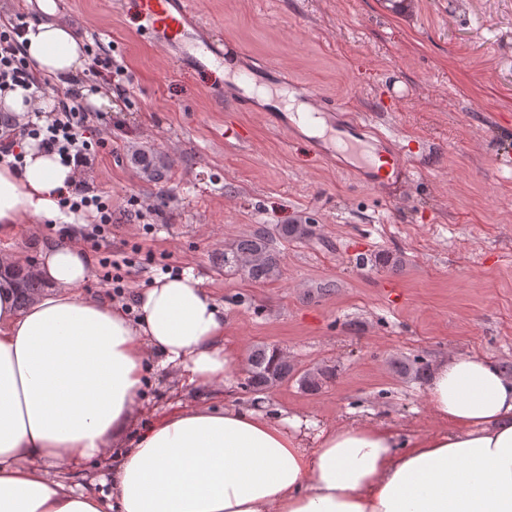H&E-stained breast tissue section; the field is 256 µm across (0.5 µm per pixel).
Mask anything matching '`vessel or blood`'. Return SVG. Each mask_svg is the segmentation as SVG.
Segmentation results:
<instances>
[{"instance_id": "vessel-or-blood-1", "label": "vessel or blood", "mask_w": 512, "mask_h": 512, "mask_svg": "<svg viewBox=\"0 0 512 512\" xmlns=\"http://www.w3.org/2000/svg\"><path fill=\"white\" fill-rule=\"evenodd\" d=\"M139 3L146 28L158 44L204 60H222L223 53L213 42L195 38L196 25L189 0H139ZM395 139L394 133L375 129L367 117L356 115L345 124L331 125L324 139L314 141L313 146L322 156L340 161L374 183L378 175L366 145L372 142L387 147Z\"/></svg>"}]
</instances>
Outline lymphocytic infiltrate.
<instances>
[{
	"mask_svg": "<svg viewBox=\"0 0 512 512\" xmlns=\"http://www.w3.org/2000/svg\"><path fill=\"white\" fill-rule=\"evenodd\" d=\"M27 27L21 13L0 25V91L26 89L32 104L25 122L10 123V139L0 142V162L21 168L23 146L33 142L45 152L58 154L63 164L83 168L93 153L108 147V140L98 136L97 131L109 128L110 123L102 114L87 111L81 93L73 88L57 92L54 111L41 110L48 85L31 80V66L22 43Z\"/></svg>",
	"mask_w": 512,
	"mask_h": 512,
	"instance_id": "f902f5d3",
	"label": "lymphocytic infiltrate"
}]
</instances>
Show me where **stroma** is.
Segmentation results:
<instances>
[{
	"label": "stroma",
	"instance_id": "obj_1",
	"mask_svg": "<svg viewBox=\"0 0 512 512\" xmlns=\"http://www.w3.org/2000/svg\"><path fill=\"white\" fill-rule=\"evenodd\" d=\"M202 39L240 53L201 68L158 45L137 0H54L90 55L125 74L111 89L124 123L79 185L112 203L94 256L118 260L126 294L154 277L206 278L242 353L281 350L296 375L265 392L307 419L305 447L336 423L383 419L398 432L439 423L427 379L449 355L512 363V0H191ZM278 65L266 74L265 63ZM261 71L257 104L222 72ZM287 79L389 128L430 154L396 189L367 184L314 155L265 115ZM308 224L302 242L273 238L282 274L265 283L224 268V248L257 230ZM64 237L46 220L9 248L24 263ZM409 372H402V365ZM329 366L308 391L298 377ZM179 378H152L137 425L188 402Z\"/></svg>",
	"mask_w": 512,
	"mask_h": 512
}]
</instances>
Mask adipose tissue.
<instances>
[{
	"mask_svg": "<svg viewBox=\"0 0 512 512\" xmlns=\"http://www.w3.org/2000/svg\"><path fill=\"white\" fill-rule=\"evenodd\" d=\"M30 22L35 79L69 83L87 47L68 23ZM78 179L27 146L0 164V238L57 215ZM28 302L0 286V512H512V379L493 358L453 355L428 384L438 430L400 434L348 421L304 447L297 417L263 405L195 401L132 430L146 375L170 368L194 388L229 384L243 356L203 278H153L132 300L90 295L92 257L51 243ZM110 461L71 483L65 464Z\"/></svg>",
	"mask_w": 512,
	"mask_h": 512,
	"instance_id": "adipose-tissue-1",
	"label": "adipose tissue"
}]
</instances>
